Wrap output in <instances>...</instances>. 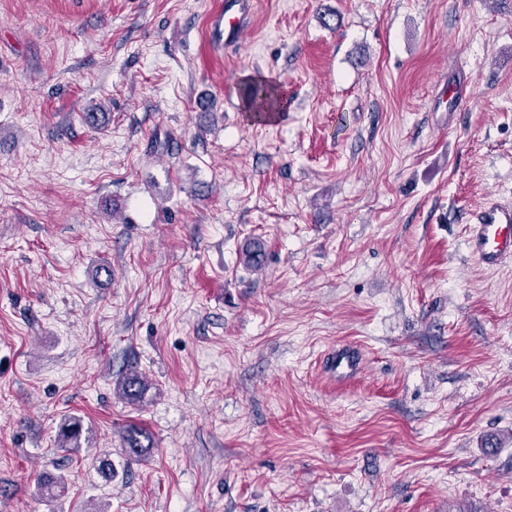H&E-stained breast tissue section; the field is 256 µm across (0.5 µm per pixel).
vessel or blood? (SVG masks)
<instances>
[{
	"instance_id": "b4317fda",
	"label": "vessel or blood",
	"mask_w": 512,
	"mask_h": 512,
	"mask_svg": "<svg viewBox=\"0 0 512 512\" xmlns=\"http://www.w3.org/2000/svg\"><path fill=\"white\" fill-rule=\"evenodd\" d=\"M249 8L248 0H238L236 6L225 10V41L240 40ZM466 243L471 254L484 266L498 267L512 260V206L494 202L483 205L474 224L466 228ZM326 365L335 373L337 382L346 383L361 371L363 355L355 346H339L328 353Z\"/></svg>"
}]
</instances>
